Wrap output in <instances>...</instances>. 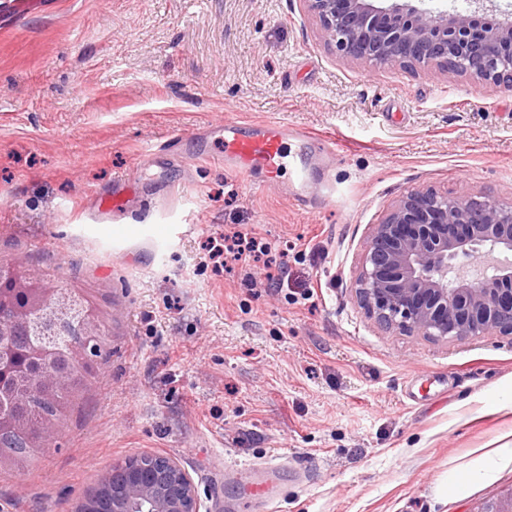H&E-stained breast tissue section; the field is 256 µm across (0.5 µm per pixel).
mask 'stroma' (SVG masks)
<instances>
[{
  "label": "stroma",
  "instance_id": "stroma-1",
  "mask_svg": "<svg viewBox=\"0 0 512 512\" xmlns=\"http://www.w3.org/2000/svg\"><path fill=\"white\" fill-rule=\"evenodd\" d=\"M13 2L0 264L79 292L105 353L50 447L0 462V512H74L138 453L175 458L200 512H476L512 488L509 463L446 489L512 448V336H392L351 290L406 191L512 204V89L343 59L305 0ZM227 118L288 126L276 179L196 157L223 154ZM298 169L323 204L297 205ZM121 178L126 210L92 220ZM236 231L283 252L276 283L259 261L213 267Z\"/></svg>",
  "mask_w": 512,
  "mask_h": 512
}]
</instances>
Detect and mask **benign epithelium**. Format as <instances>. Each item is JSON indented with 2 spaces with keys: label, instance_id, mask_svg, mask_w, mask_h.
<instances>
[{
  "label": "benign epithelium",
  "instance_id": "obj_1",
  "mask_svg": "<svg viewBox=\"0 0 512 512\" xmlns=\"http://www.w3.org/2000/svg\"><path fill=\"white\" fill-rule=\"evenodd\" d=\"M328 46L370 67L434 66L478 86L512 87V13L487 21L475 14L426 10L412 0H305ZM512 205L485 196L464 199L434 189L405 192L371 228L355 295L385 333L448 342L499 334L512 336ZM26 294L19 303L15 291ZM0 384L25 374L32 361L50 363L52 344L18 348L15 328L29 325L45 336H80L70 347L89 357L97 340L93 311L67 288L21 281L0 267ZM112 481V512H200L194 482L174 458L132 454L103 472ZM477 512H512V491Z\"/></svg>",
  "mask_w": 512,
  "mask_h": 512
}]
</instances>
